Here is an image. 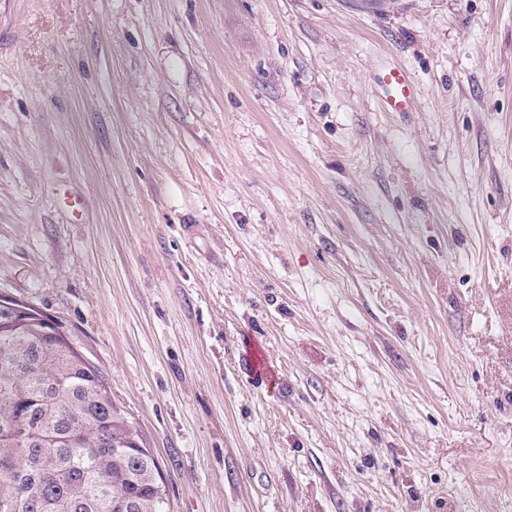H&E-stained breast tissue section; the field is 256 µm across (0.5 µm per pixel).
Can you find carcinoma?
<instances>
[{"label": "carcinoma", "instance_id": "1", "mask_svg": "<svg viewBox=\"0 0 512 512\" xmlns=\"http://www.w3.org/2000/svg\"><path fill=\"white\" fill-rule=\"evenodd\" d=\"M68 335L0 304V512H168L158 460Z\"/></svg>", "mask_w": 512, "mask_h": 512}]
</instances>
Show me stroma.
I'll return each instance as SVG.
<instances>
[{"instance_id": "obj_1", "label": "stroma", "mask_w": 512, "mask_h": 512, "mask_svg": "<svg viewBox=\"0 0 512 512\" xmlns=\"http://www.w3.org/2000/svg\"><path fill=\"white\" fill-rule=\"evenodd\" d=\"M0 296L168 512H512V0H0ZM382 93L387 112H408L415 101V89L410 76L398 67L383 70L375 80Z\"/></svg>"}]
</instances>
